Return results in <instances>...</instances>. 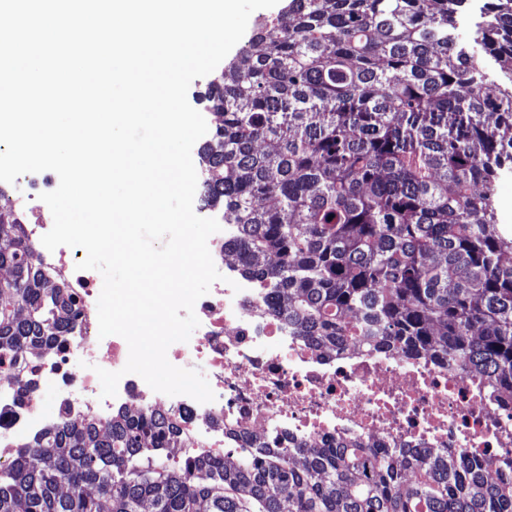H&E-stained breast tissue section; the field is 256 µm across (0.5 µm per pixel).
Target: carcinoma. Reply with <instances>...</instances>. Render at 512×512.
<instances>
[{
    "mask_svg": "<svg viewBox=\"0 0 512 512\" xmlns=\"http://www.w3.org/2000/svg\"><path fill=\"white\" fill-rule=\"evenodd\" d=\"M290 0L257 49L209 81L202 201L294 335L427 356L512 404V0ZM499 66L501 83L475 61ZM25 220L0 219V359L50 346L76 299L42 267ZM151 411L62 423L0 467V512H512L496 477L459 451H185ZM496 207L500 222L512 224V176L502 178L497 185Z\"/></svg>",
    "mask_w": 512,
    "mask_h": 512,
    "instance_id": "carcinoma-1",
    "label": "carcinoma"
}]
</instances>
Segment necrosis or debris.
I'll return each instance as SVG.
<instances>
[{
	"label": "necrosis or debris",
	"mask_w": 512,
	"mask_h": 512,
	"mask_svg": "<svg viewBox=\"0 0 512 512\" xmlns=\"http://www.w3.org/2000/svg\"><path fill=\"white\" fill-rule=\"evenodd\" d=\"M45 224L26 225L43 263L65 281L79 316L61 345L29 355L23 369L0 366V466L14 459L17 436H38L53 421L108 420L113 411L149 409L176 419L189 449L223 456L225 449L269 438L281 447L449 448L478 457L488 472L512 459V409L491 403L471 375L428 358L368 351L356 341L334 349L295 336L273 314L266 292L241 277L224 256L223 239L209 247L221 275L195 304L200 322L193 344H172L169 362L185 369L205 362L214 401L170 400L137 375L123 374L128 345L99 337V288L78 269V249L41 248ZM121 372L117 393L101 394L97 369ZM59 391L46 418L40 391Z\"/></svg>",
	"instance_id": "4bbe7bcc"
}]
</instances>
